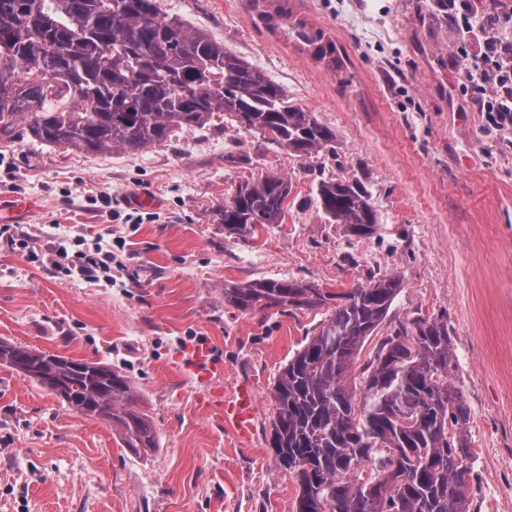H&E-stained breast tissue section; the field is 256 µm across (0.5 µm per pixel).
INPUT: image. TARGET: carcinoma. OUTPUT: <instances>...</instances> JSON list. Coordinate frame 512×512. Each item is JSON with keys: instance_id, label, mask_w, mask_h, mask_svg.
<instances>
[{"instance_id": "cac0c4a2", "label": "carcinoma", "mask_w": 512, "mask_h": 512, "mask_svg": "<svg viewBox=\"0 0 512 512\" xmlns=\"http://www.w3.org/2000/svg\"><path fill=\"white\" fill-rule=\"evenodd\" d=\"M272 34L281 30L318 61L342 66L322 29L291 19L288 0H248ZM36 8L39 22L26 13ZM229 116L273 143L311 157L335 132L292 105L265 72L224 51L205 32L161 11L159 0H0V134H26L86 151H142ZM291 184L266 176L237 187L221 210L238 233L282 222ZM318 202L353 236L377 232L376 210L351 175L320 179ZM404 288L397 275L372 276L346 292L308 281L224 286L243 312L327 307L319 331L279 374L272 390L270 445L298 486L296 512H470L469 408L450 383L448 314L399 323L354 368L367 340ZM30 367L24 378L69 410L113 427L138 453L156 432L128 376L0 338V365Z\"/></svg>"}]
</instances>
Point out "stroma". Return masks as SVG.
I'll use <instances>...</instances> for the list:
<instances>
[{
  "label": "stroma",
  "mask_w": 512,
  "mask_h": 512,
  "mask_svg": "<svg viewBox=\"0 0 512 512\" xmlns=\"http://www.w3.org/2000/svg\"><path fill=\"white\" fill-rule=\"evenodd\" d=\"M431 2L289 0L293 17L333 38L338 73L267 31L246 0H160L335 132L334 150L312 158L218 120L140 152L0 136V205L39 202L10 219L25 249L0 240V337L112 364L157 434L155 449L133 453L110 425L0 366V512H292L295 483L269 444L271 390L328 312L244 313L224 286L306 280L341 292L386 273L404 289L361 359L400 321L447 313L449 378L469 407L471 512H512V129H492L477 110L461 84L477 47L429 20ZM351 173L377 211L370 238L319 208L320 175ZM268 174L291 182L282 222L231 233L221 208ZM143 189L157 207L134 204ZM64 235L110 241L111 282L27 262L25 251L51 255ZM197 341L210 343L225 395L253 382L249 441L179 371Z\"/></svg>",
  "instance_id": "1"
}]
</instances>
